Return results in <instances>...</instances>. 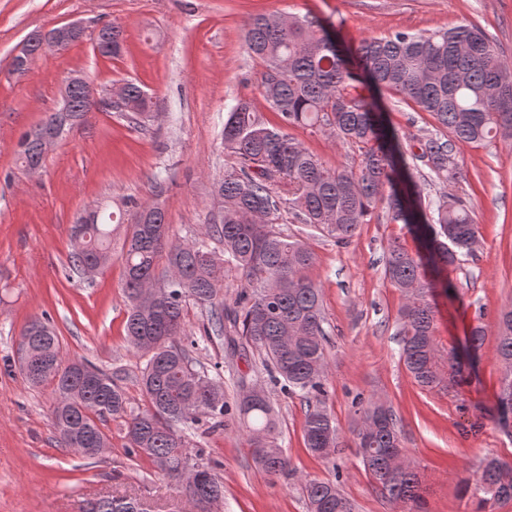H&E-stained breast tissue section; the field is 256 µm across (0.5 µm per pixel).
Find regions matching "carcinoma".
<instances>
[{
    "instance_id": "obj_1",
    "label": "carcinoma",
    "mask_w": 512,
    "mask_h": 512,
    "mask_svg": "<svg viewBox=\"0 0 512 512\" xmlns=\"http://www.w3.org/2000/svg\"><path fill=\"white\" fill-rule=\"evenodd\" d=\"M248 53L263 67L261 90L273 124L240 99L224 120V149L235 164L218 182L219 221L201 236L171 243L164 211L139 204L134 223L126 225L120 252L129 311L127 342L146 358L138 380L143 404L131 406L120 379L83 360L65 357L59 336L47 319H35L24 336L30 361L39 373H22L29 384L51 386L53 426L67 448H106L107 420L120 422L128 454H143L176 483L184 484L186 466L197 468L187 487L206 512L224 501V482L194 448L187 430L204 423L224 426L230 405L224 373L191 354L201 342L223 340L239 356L257 353L271 380L288 394L309 402L304 423L306 448L322 459L339 447V431L325 406L327 370L326 321L322 288L307 275L313 253L306 242L276 230L286 204L301 224L344 243L379 206L391 221L410 226L421 245L411 252L391 244L384 274L405 296L400 311V359L425 390L453 389L464 381V367L478 357L485 331L476 325L462 353L443 356L436 336L435 311L428 300L434 279L478 243L471 213L460 203L440 199L423 219L397 133L372 96L360 91L369 83L399 95L428 113L435 132L420 141L414 158L438 179L459 174L454 147L484 145L512 133V67L505 63L474 23L431 32H396L363 40L355 52L343 53L314 16L282 19L256 15L245 34ZM89 82L71 90V111L54 112L42 130L71 128L96 106ZM144 90L125 86L123 116L135 127L153 117ZM290 127H319L336 140L357 148L355 167L326 166L288 133ZM41 133L23 137L19 159L26 167L42 162ZM114 215L93 224L71 226V266L84 270L89 261L112 260ZM250 287L236 306L224 308L229 275ZM194 302L206 310L200 336H186L184 311ZM498 355L512 366V306L498 318ZM190 339V345L183 344ZM246 375L237 378L235 411L245 428L259 469L271 477L290 473V461L278 440L276 413L263 387L250 388ZM512 410V377H503L498 414ZM366 432L356 434L362 465L379 491L401 512H417L423 494L420 471L404 459L401 433L393 411L372 399L359 408ZM464 492L475 501L474 512H494L512 499V467L487 458ZM308 512H355V505L332 479L301 480ZM90 512H150L148 504L128 496L103 497Z\"/></svg>"
}]
</instances>
